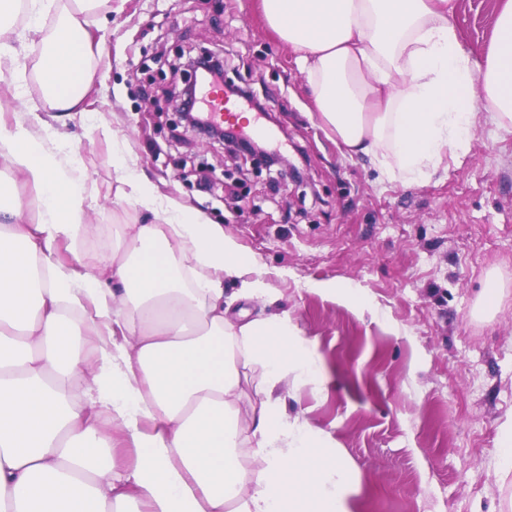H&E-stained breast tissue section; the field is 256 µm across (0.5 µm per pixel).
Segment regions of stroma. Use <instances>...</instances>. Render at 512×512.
I'll return each mask as SVG.
<instances>
[{
  "label": "stroma",
  "instance_id": "35a3bbf8",
  "mask_svg": "<svg viewBox=\"0 0 512 512\" xmlns=\"http://www.w3.org/2000/svg\"><path fill=\"white\" fill-rule=\"evenodd\" d=\"M500 5L454 0L474 58L487 54ZM84 19L102 45L84 111H51L37 37L19 35L0 57V110L45 122L87 177L93 230L77 260L97 265L113 225L142 219L116 195L106 127L162 194L253 256L275 300L235 299L240 281L225 278L229 319L285 313L316 344L325 387L291 379L280 392L350 465L354 512H512L498 452L512 420V134L483 116L431 176L393 177L321 126L257 0H112ZM203 48L275 115L277 152L304 161L305 187L229 160L165 110L178 54Z\"/></svg>",
  "mask_w": 512,
  "mask_h": 512
}]
</instances>
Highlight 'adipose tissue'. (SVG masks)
Wrapping results in <instances>:
<instances>
[{"mask_svg": "<svg viewBox=\"0 0 512 512\" xmlns=\"http://www.w3.org/2000/svg\"><path fill=\"white\" fill-rule=\"evenodd\" d=\"M108 2L29 0L53 111H80L98 46L79 16ZM260 6L349 156L418 179L466 149L482 113L512 133V0L481 61L452 0ZM113 151L117 195L146 221L114 225L93 271L67 259L91 230L78 159L42 125L0 113V159L33 186L38 212L26 224L19 206L0 204V512H351L350 467L278 393L291 377L325 384L313 344L285 314L228 322L224 279L253 270L252 255L160 194L122 142ZM244 361L264 372L247 416Z\"/></svg>", "mask_w": 512, "mask_h": 512, "instance_id": "ef3b65f1", "label": "adipose tissue"}]
</instances>
